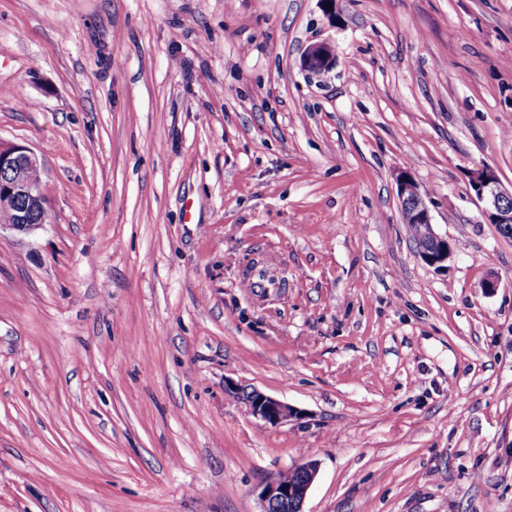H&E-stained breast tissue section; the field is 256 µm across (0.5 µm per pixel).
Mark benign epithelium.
<instances>
[{
    "mask_svg": "<svg viewBox=\"0 0 512 512\" xmlns=\"http://www.w3.org/2000/svg\"><path fill=\"white\" fill-rule=\"evenodd\" d=\"M310 73L330 71L336 65V48L328 42L310 44L302 58ZM44 160L32 148L0 140V212L11 220L0 225V232L10 230L29 234L49 218L48 199L43 190ZM397 197L401 210L409 213L412 223L419 225L416 252L421 260L438 270L452 258L454 248L448 238L434 229L431 210L413 176L402 171L396 178ZM469 188L478 203L485 224H493L499 232L512 237V189L505 188L489 165L473 170ZM247 396L245 406L255 418L269 424H280L299 418V412L288 404L256 389L241 390ZM318 474V463L306 459L288 469V477L279 476L260 487L259 512H304L308 492Z\"/></svg>",
    "mask_w": 512,
    "mask_h": 512,
    "instance_id": "benign-epithelium-1",
    "label": "benign epithelium"
}]
</instances>
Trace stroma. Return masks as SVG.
Returning a JSON list of instances; mask_svg holds the SVG:
<instances>
[{"label":"stroma","mask_w":512,"mask_h":512,"mask_svg":"<svg viewBox=\"0 0 512 512\" xmlns=\"http://www.w3.org/2000/svg\"><path fill=\"white\" fill-rule=\"evenodd\" d=\"M0 140L49 188L0 233V512H258L307 457L305 512H512V238L468 191L512 185V0H0ZM303 67L311 74L330 71L336 65V48L328 42L310 44L302 58ZM396 186L401 210L409 213L412 219L411 224H406L412 242L418 235L413 224H418L420 228V236L415 246L418 256L424 263L438 270L446 268L444 264L452 258L455 250L448 237L435 231L430 207L415 179L409 172L402 171L396 178ZM238 398L245 394L247 400L245 406L248 412L255 418L269 424H280L291 419H299V412L288 404L268 396L256 389L251 391L241 390L237 392Z\"/></svg>","instance_id":"35a3bbf8"}]
</instances>
